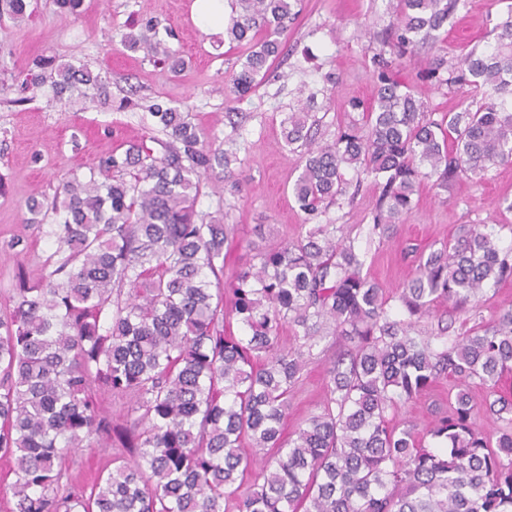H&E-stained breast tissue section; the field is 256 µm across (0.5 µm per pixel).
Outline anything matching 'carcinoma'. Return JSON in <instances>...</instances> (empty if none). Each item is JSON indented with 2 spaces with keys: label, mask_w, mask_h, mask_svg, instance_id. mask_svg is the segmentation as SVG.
Returning <instances> with one entry per match:
<instances>
[{
  "label": "carcinoma",
  "mask_w": 512,
  "mask_h": 512,
  "mask_svg": "<svg viewBox=\"0 0 512 512\" xmlns=\"http://www.w3.org/2000/svg\"><path fill=\"white\" fill-rule=\"evenodd\" d=\"M297 2L230 0L225 35L248 49L230 78L236 96L279 55ZM390 2L395 18L374 56L364 132L340 127L320 144L306 107L282 120L285 145L303 150L292 191L312 227L249 255L231 309L219 274L232 226L223 211L202 214L196 204L208 177L238 189L237 152L179 107L148 105L168 137L161 155L131 145L62 182L52 201H27L57 248L39 282L17 277L0 316V459L14 463L11 512H512V398L495 390L512 372V309L456 336L447 326L428 336L416 329L436 307L463 311L488 285L511 280L512 249L463 224L390 297L362 276L354 241L316 222L346 194L349 170L380 189L371 238L403 223L424 181L512 161V10L493 41L456 66L441 55L428 62L425 79L469 94L436 120L395 67L437 41L466 0ZM25 7L0 0V15L16 19ZM120 43L174 75L184 65L150 20L126 25ZM31 69L23 91L47 86L70 106L109 96L107 77L85 64L41 57ZM231 318L244 335L224 327ZM328 336L350 348L328 371L321 412L286 439L296 383ZM450 374L490 388L485 410L506 422L498 436L477 427L463 391L429 430L437 448L393 420L399 404ZM100 391L123 402L119 418L99 409ZM104 435L115 448L110 469L79 488L69 457Z\"/></svg>",
  "instance_id": "obj_1"
}]
</instances>
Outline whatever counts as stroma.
Wrapping results in <instances>:
<instances>
[{
    "mask_svg": "<svg viewBox=\"0 0 512 512\" xmlns=\"http://www.w3.org/2000/svg\"><path fill=\"white\" fill-rule=\"evenodd\" d=\"M24 17L0 20V294L13 288L18 272L38 281L45 260L56 244L37 225L27 223L28 198H52L71 175H85L90 166L112 152L147 140L157 128L149 112L124 107L129 89L143 99H158L181 107L206 133L236 142L237 166L244 183L231 193L206 183L196 208L207 213L223 208L235 227L224 259V276L232 278L246 247L263 249L304 234V215L292 194L301 172V153L285 145L281 122L302 92H314L310 110L320 121V136L333 138L337 126L360 123L361 111L352 102L370 104L376 92L372 56L379 51V32L390 22L387 0H301L283 52L254 91L230 101L226 77L239 70L245 48L229 43L224 34L204 33L192 20L193 0H83L70 10L60 0H28ZM512 8V0H468L439 33V47L448 62L492 38L495 17ZM150 18L166 31L168 44L178 50L187 68L176 77L142 53L125 50L120 34L130 16ZM60 61H84L107 73L111 97L105 102L70 109L53 100L51 92L20 101L16 76L39 56ZM434 49L423 48L406 57L399 77L427 101L431 112L459 111L466 97L460 87L437 88L421 78ZM338 77L335 94L325 93V75ZM379 191L363 185L353 200L331 205L327 219L340 225L365 253L363 274L394 290L410 280L416 257L443 247L462 224L496 227L500 244L512 248V163L490 167L484 174L460 177L443 187L424 182L403 224L389 239H369ZM512 308V280L485 288L468 305L466 315L438 307L418 327L428 332L438 320L455 329L489 326L501 310ZM320 354L301 373L284 421L293 434L317 414L326 395L327 370L336 356L332 340L320 344ZM458 383L440 380L413 401L401 405L397 422L414 425L426 435L448 411V397Z\"/></svg>",
    "mask_w": 512,
    "mask_h": 512,
    "instance_id": "35a3bbf8",
    "label": "stroma"
}]
</instances>
